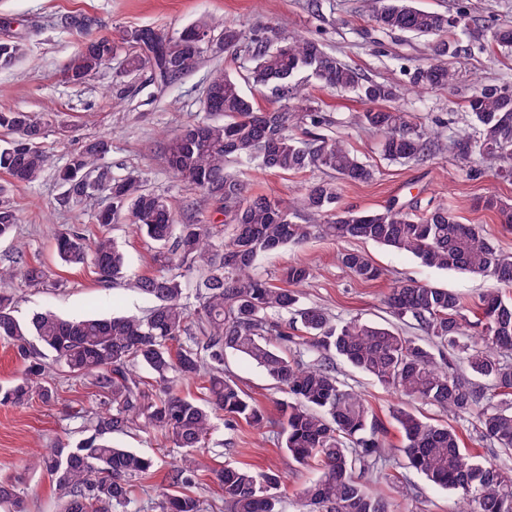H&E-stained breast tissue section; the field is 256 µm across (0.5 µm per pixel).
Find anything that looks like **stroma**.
Listing matches in <instances>:
<instances>
[{
	"mask_svg": "<svg viewBox=\"0 0 512 512\" xmlns=\"http://www.w3.org/2000/svg\"><path fill=\"white\" fill-rule=\"evenodd\" d=\"M461 1L487 25L512 24V0L414 3L422 9L445 13L455 11ZM79 13L97 18L95 35L115 39L124 30L139 27L173 34L204 16L242 27L272 23L283 32L319 40L365 77L399 85L400 107L429 129L439 119L452 123L454 128H466L464 100L476 85L512 83L511 52L475 50L447 57L449 68L458 75L452 88L422 94L412 91L402 69L431 61L433 42L383 32L372 16L369 0H0V19L12 21L10 28L0 27V40H18L24 45L16 64L0 70V110L43 112L49 123L44 141L49 167L36 185L12 188L19 214L17 239L0 241V266L11 265L13 244L18 241L25 244L27 258L41 262L48 271V278L40 287L14 282L16 315L22 320L46 308L69 318L145 314L148 304L134 291L131 282L153 272L151 242L126 224H93L91 215L101 205V198L90 199L80 210L61 206L64 189L56 180L55 170L64 165L69 153L82 141L103 136L112 144L104 165L117 175H139L148 188L167 197L173 207H180L197 191L169 173L161 152L164 137L195 119L215 69L244 78L250 67L245 52L210 53L195 71L164 86L150 70L126 72L124 57L118 54L96 75L74 84L67 79L66 70L81 36L66 26L64 19ZM308 94L331 118L323 135L344 138L376 170L373 181L344 186L340 207L380 209L398 201L425 208L445 203L462 222L477 225L501 251L512 254V227L501 224L496 212L476 205L477 199L488 195L512 201V182L493 178L476 160L472 161L470 172H462L446 152L420 164L386 160L380 152L378 135L355 121L356 114L366 110V103L348 93L314 87ZM238 173L253 191L283 200L295 197L302 186L322 176L318 170L284 174L246 166ZM64 224L83 227L90 236L105 233L115 238L126 256V283L104 289L91 267L62 262L53 248V234ZM352 247L374 261L383 272L381 279L359 281L338 261L339 244L322 239L265 255L259 261V271L277 281L288 265L312 266L313 277L298 288L300 302L321 306L338 321L353 317L375 323L388 321L384 297L402 282L448 289L470 305L496 286L487 277L426 267L412 255L371 241L359 240ZM224 371L260 406L267 426L261 432L243 423L231 428L220 426L210 445L212 464L280 470L284 476L278 491L281 512H296L300 490L317 472L295 463L273 442L279 404L285 400V393L273 387L262 368L244 357L227 354ZM336 371L341 380L363 394L387 427L384 441L388 461L383 468L365 474L364 480L390 502V512H456L454 495L407 468L400 452L403 435L390 417L397 396L344 362H337ZM49 372L58 389L55 402L46 405L34 400L20 407L0 405V480L23 473L41 449L76 444L82 437L81 416L100 408L99 398L82 381L66 376L54 365ZM112 440L120 447L153 457V468L137 483L133 504L135 512H151L152 502L167 483L175 451L167 449L160 434L139 428L113 435Z\"/></svg>",
	"mask_w": 512,
	"mask_h": 512,
	"instance_id": "1",
	"label": "stroma"
}]
</instances>
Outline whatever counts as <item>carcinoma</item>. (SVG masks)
<instances>
[{
    "instance_id": "cac0c4a2",
    "label": "carcinoma",
    "mask_w": 512,
    "mask_h": 512,
    "mask_svg": "<svg viewBox=\"0 0 512 512\" xmlns=\"http://www.w3.org/2000/svg\"><path fill=\"white\" fill-rule=\"evenodd\" d=\"M380 29L436 38L435 55L469 53L474 48L512 51V26L480 24L461 5L438 13L412 5V0H371ZM221 29L218 49L240 48L252 66L249 79L269 88L283 103L263 109L243 91L240 81L222 69L212 72L202 115L165 138L167 168L193 184L200 197L175 211L166 197L132 175H114L97 166L111 145L104 138L84 142L58 171L66 187L65 203L81 206L95 192L112 197V208L99 210L93 221L103 227L129 221L154 244L156 272L137 278L136 292L149 303L144 317L112 316L68 319L51 309L27 320L15 315L10 283L12 269L0 267V340L12 345L25 362L24 376L0 386V405L26 404L36 398L55 400L46 378L44 359L74 378H88L105 409L84 423L87 432L75 446L48 448L30 469L46 473L57 490L61 512H130L133 481L153 466L152 457L120 448L112 435L133 427L153 430L180 451L168 474V487L158 494L155 512H205V500L192 489L210 481L229 512H279L281 474L272 469L253 472L235 466L212 467L207 448L219 414L227 425L243 422L261 429L265 416L252 398L224 373V356L239 354L263 368L289 399L280 403L278 447L302 466H313L318 477L300 493L298 512H388L385 500L372 494L362 475L385 459L384 423L363 395L336 376L339 358L357 371L409 400H420L475 422L486 438L512 453V256L502 253L473 224L462 223L445 204L418 211L392 203L382 209L354 211L337 207L342 186L369 182L375 169L363 162L341 137L316 130L331 119L305 104L309 82L329 91L353 92L372 104L357 122L381 137L383 155L393 161H424L448 149L460 167L472 154L504 180L512 179V86L484 84L466 100L476 134L449 131L447 139L412 121L395 105V86L363 77L358 69L325 50L314 38L284 35L273 25L245 31L212 17L167 34L151 27L127 30L116 43L110 38L83 40L67 68L69 80L85 81L127 49L126 66L134 72L153 70L164 85L193 72L206 51L199 34ZM23 47L0 42V70L15 65ZM418 91L443 89L456 82L455 72L439 60L407 70ZM0 130L9 136L0 146V171L10 183L31 186L48 164L43 147L48 123L32 112L0 111ZM230 163L281 173L322 170L327 177L309 183L296 198L272 199L249 192ZM212 202L232 224L229 238L215 232L204 215ZM512 224V204L496 196L478 202ZM19 216L10 190L0 185V240L13 235ZM321 238L336 242L369 240L411 254L439 270L488 276L500 288L479 298L476 321L461 296L433 285L402 283L391 289L386 304L401 323L423 332L441 349L393 327L350 319L332 321L319 306L300 304L292 289L313 276L306 264L288 267L290 287H280L257 273L259 259L291 244ZM55 249L69 265H90L102 288L126 277V257L118 242L102 234L90 241L65 228L55 235ZM342 265L364 282L382 271L368 255L345 249ZM16 264L25 281L44 283L47 270L19 254ZM290 315L289 330L301 333L303 362L288 352L292 336L274 317ZM466 363L459 374L451 361ZM154 379L155 395L143 389L140 370ZM198 379L207 400L199 403L180 395L174 383ZM404 437L401 448L408 467L432 484L454 492L463 512H512V472L461 447L459 431L420 419L405 405L391 411ZM21 478L0 481V504L26 512Z\"/></svg>"
}]
</instances>
